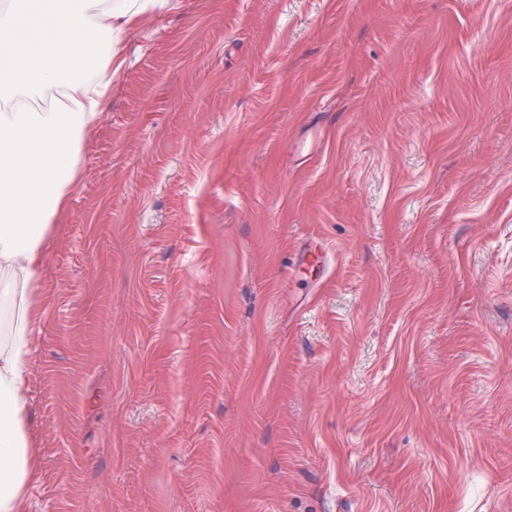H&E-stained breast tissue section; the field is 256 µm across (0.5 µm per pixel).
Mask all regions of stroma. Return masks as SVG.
Here are the masks:
<instances>
[{
	"label": "stroma",
	"instance_id": "35a3bbf8",
	"mask_svg": "<svg viewBox=\"0 0 512 512\" xmlns=\"http://www.w3.org/2000/svg\"><path fill=\"white\" fill-rule=\"evenodd\" d=\"M123 60L30 512H512V0H170Z\"/></svg>",
	"mask_w": 512,
	"mask_h": 512
}]
</instances>
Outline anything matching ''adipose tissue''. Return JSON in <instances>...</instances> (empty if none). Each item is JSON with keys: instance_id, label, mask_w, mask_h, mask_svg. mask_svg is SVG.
Returning <instances> with one entry per match:
<instances>
[{"instance_id": "ef3b65f1", "label": "adipose tissue", "mask_w": 512, "mask_h": 512, "mask_svg": "<svg viewBox=\"0 0 512 512\" xmlns=\"http://www.w3.org/2000/svg\"><path fill=\"white\" fill-rule=\"evenodd\" d=\"M164 0H0V512H26L39 466L25 431L40 245L106 110L121 33Z\"/></svg>"}]
</instances>
